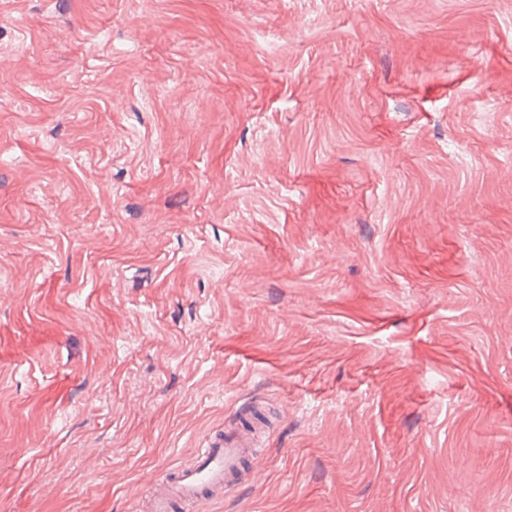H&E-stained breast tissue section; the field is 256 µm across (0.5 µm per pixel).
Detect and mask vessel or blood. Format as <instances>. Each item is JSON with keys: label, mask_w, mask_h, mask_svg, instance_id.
<instances>
[{"label": "vessel or blood", "mask_w": 512, "mask_h": 512, "mask_svg": "<svg viewBox=\"0 0 512 512\" xmlns=\"http://www.w3.org/2000/svg\"><path fill=\"white\" fill-rule=\"evenodd\" d=\"M259 445L258 438L234 432L206 439L196 451L194 464L159 480L145 512H175L177 504L200 503L231 489L243 460L254 457Z\"/></svg>", "instance_id": "vessel-or-blood-1"}]
</instances>
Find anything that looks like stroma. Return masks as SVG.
I'll list each match as a JSON object with an SVG mask.
<instances>
[{
	"mask_svg": "<svg viewBox=\"0 0 512 512\" xmlns=\"http://www.w3.org/2000/svg\"><path fill=\"white\" fill-rule=\"evenodd\" d=\"M512 512V0H0V512ZM261 438L234 432L208 438L196 449L194 464L181 467L171 477L158 480L146 503V512H175L178 503L196 504L235 485L242 461L254 458Z\"/></svg>",
	"mask_w": 512,
	"mask_h": 512,
	"instance_id": "stroma-1",
	"label": "stroma"
}]
</instances>
